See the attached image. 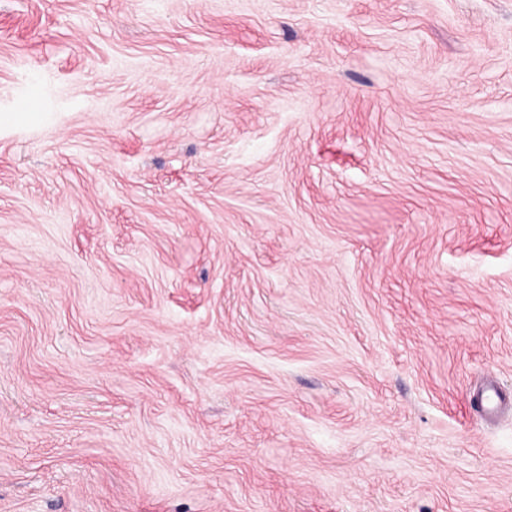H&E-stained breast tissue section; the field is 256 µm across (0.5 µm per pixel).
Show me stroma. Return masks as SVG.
Instances as JSON below:
<instances>
[{
  "mask_svg": "<svg viewBox=\"0 0 512 512\" xmlns=\"http://www.w3.org/2000/svg\"><path fill=\"white\" fill-rule=\"evenodd\" d=\"M0 512H512V0H0Z\"/></svg>",
  "mask_w": 512,
  "mask_h": 512,
  "instance_id": "35a3bbf8",
  "label": "stroma"
}]
</instances>
